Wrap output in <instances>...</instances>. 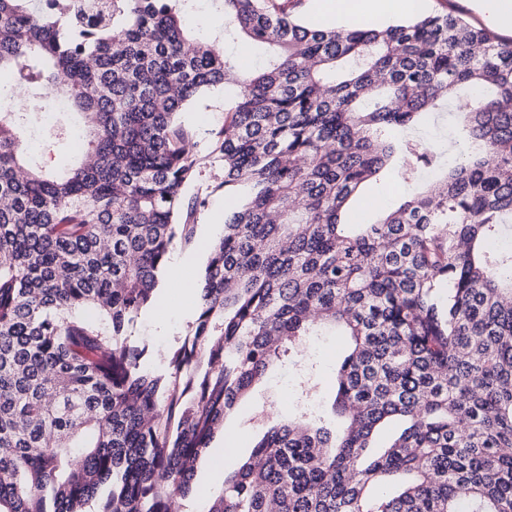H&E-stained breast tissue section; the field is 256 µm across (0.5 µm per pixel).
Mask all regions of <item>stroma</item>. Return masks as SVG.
<instances>
[{
    "label": "stroma",
    "instance_id": "1",
    "mask_svg": "<svg viewBox=\"0 0 512 512\" xmlns=\"http://www.w3.org/2000/svg\"><path fill=\"white\" fill-rule=\"evenodd\" d=\"M191 129L198 146H206L213 130L224 121V94L216 91L203 96L181 115ZM221 166L220 160H210L197 182L189 186L186 197L198 198L195 232L191 243H176L172 256L187 260L191 276L203 271L209 246L223 234L224 212L231 206L223 191L211 190L212 176ZM408 189L400 166H392L380 180L370 183L363 191L365 205L356 214V220L377 218L383 209L398 204ZM200 306L198 293H175L159 290L155 307L142 314L134 323L133 334L150 345H173L185 335L195 320ZM348 344L342 336H315L306 343L302 355L313 363L320 381V400L330 406L335 395L336 370ZM299 376L289 365L274 366L267 378L256 385L224 420V430L216 435L207 452L201 457L195 478L198 492L190 499L191 512H198L201 504L212 495L222 492L224 475L247 459L253 440L258 439L271 425L283 418L280 403L289 409L298 406ZM287 408V409H288Z\"/></svg>",
    "mask_w": 512,
    "mask_h": 512
}]
</instances>
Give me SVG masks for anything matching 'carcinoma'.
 I'll return each mask as SVG.
<instances>
[{"label":"carcinoma","mask_w":512,"mask_h":512,"mask_svg":"<svg viewBox=\"0 0 512 512\" xmlns=\"http://www.w3.org/2000/svg\"><path fill=\"white\" fill-rule=\"evenodd\" d=\"M0 0V512H186L197 463L269 367L350 337L333 435L303 407L206 512H512V39L451 13L312 24L305 0ZM258 43L241 66L228 42ZM237 74L206 150L178 116ZM28 112L8 111L11 89ZM456 157L390 133L460 97ZM64 101L86 136L43 169L18 130ZM399 154L442 172L371 223L361 188ZM237 198L167 365L152 308L201 165ZM401 428L383 447L380 430ZM203 1H206V4L188 19L189 26L197 37L207 36L220 29L223 24L222 14L212 7L213 0Z\"/></svg>","instance_id":"obj_1"}]
</instances>
